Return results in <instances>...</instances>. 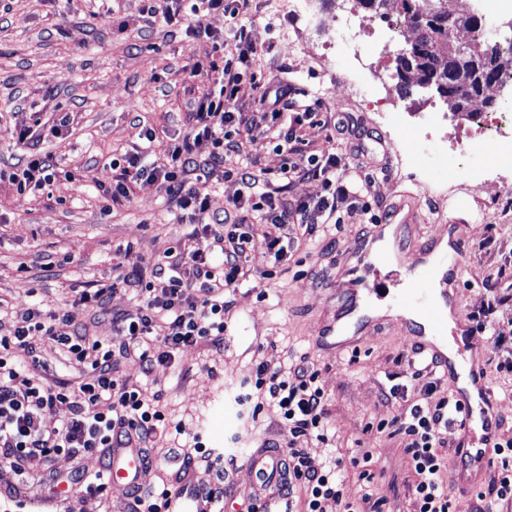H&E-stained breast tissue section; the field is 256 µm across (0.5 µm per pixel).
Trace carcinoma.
<instances>
[{"label": "carcinoma", "instance_id": "carcinoma-1", "mask_svg": "<svg viewBox=\"0 0 512 512\" xmlns=\"http://www.w3.org/2000/svg\"><path fill=\"white\" fill-rule=\"evenodd\" d=\"M407 23L416 29V51L409 64L423 82H431L435 93L448 101L455 112L469 111L480 100L488 108L493 100L483 96L490 85L504 86L501 80L502 56L477 38L460 44L451 33L459 28L471 31L482 28V16L464 11L448 14L445 0H400ZM405 60L396 58V74L402 81Z\"/></svg>", "mask_w": 512, "mask_h": 512}]
</instances>
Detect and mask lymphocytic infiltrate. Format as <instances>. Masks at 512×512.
<instances>
[{"instance_id": "lymphocytic-infiltrate-1", "label": "lymphocytic infiltrate", "mask_w": 512, "mask_h": 512, "mask_svg": "<svg viewBox=\"0 0 512 512\" xmlns=\"http://www.w3.org/2000/svg\"><path fill=\"white\" fill-rule=\"evenodd\" d=\"M250 2L144 0L142 15L162 17L166 25L183 29L187 37L210 44V52L195 61L192 71L210 77L212 85L190 112L184 135L167 143L162 164L147 161L156 142L151 128L145 131L142 148L123 155L118 179L102 191L101 212L111 215L114 204L129 200L130 182L146 178L161 184L178 211L179 222L192 225L193 230L187 240L153 261L150 274H143L140 263L134 262L114 282L82 289L69 306L48 314L35 306L13 312V335L0 336L1 472L23 480L26 462L37 456L75 458L103 454L111 448H140L170 426L177 434H185V425H170L160 394L129 386L119 376V359L137 358L148 372L155 365L172 363L182 347L203 339L223 340L224 316L232 307L224 294L250 277L248 259L256 241H263L271 258V269L262 273L270 279L275 268L285 265L301 248L342 224V206L360 210L369 223H378L369 182L353 180L337 154L304 155L300 131L305 122L315 119L317 103H301L291 85H263L253 111L236 110L239 82L252 71L257 53L252 28L243 21ZM212 13L228 17L224 31L204 24V17ZM69 124L65 115L43 133L29 125L10 128L11 137L24 146L25 153L20 165L9 171L0 169V181H8L22 196L43 191L57 169L41 144L63 138ZM260 135L270 137L284 156L276 186L256 192L258 175L240 167L236 176L243 190L232 200L230 216L210 215L207 198L187 182L186 173L196 170L207 180L220 176L225 157L242 154L246 141ZM305 178L321 180L323 195L285 201L283 185ZM250 216L255 219L251 225L246 222ZM292 224L297 227L293 233L288 230ZM122 283L138 286L140 311L119 320L118 341L91 337L80 320L81 312L92 304L106 305ZM34 336L55 342L68 359L88 371L89 381L75 385L47 381V365L30 342ZM253 387L244 402L257 412L267 404L276 406L288 429L287 512H325L330 500L342 512H382L373 490L371 453L334 457L316 469L308 451L297 445L309 433L327 442L330 432L319 372L307 358L285 368L259 363ZM385 398L398 403L400 409L390 419L379 421L377 430L403 440L414 476L413 512H457L456 499L441 480L439 453L445 445L443 430L459 419L457 402L439 394L434 384L413 401L404 384L391 386ZM55 406L67 408L69 416L50 427L44 413ZM494 454L488 489L476 494L472 512H495L500 504L512 506V439L499 443ZM181 456L183 461L202 462L213 469L215 481L208 496L213 503L223 502L224 478L230 472L223 454L197 438ZM350 466L358 468L361 482V493L354 499L345 498L343 492V474Z\"/></svg>"}]
</instances>
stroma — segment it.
I'll return each mask as SVG.
<instances>
[{
	"label": "stroma",
	"mask_w": 512,
	"mask_h": 512,
	"mask_svg": "<svg viewBox=\"0 0 512 512\" xmlns=\"http://www.w3.org/2000/svg\"><path fill=\"white\" fill-rule=\"evenodd\" d=\"M346 0H313L310 12L295 14L288 0H254L246 21L264 51L255 72L263 81L290 83L308 99L319 101L323 124L304 125L308 153L336 151L355 179L371 178L376 213L400 209L408 215L413 243L441 237L451 219H458L463 240L462 272L455 285L456 309L471 321L497 278V259L486 241L512 248V191L492 180L472 181V168L493 170L501 158L492 145L469 137L467 116L452 112L436 93L400 96L395 58L413 34L390 36L389 21L364 12V25L378 36L375 52L355 79L345 81V47L334 44V20ZM140 0H111L106 12L94 13L90 0H0V110L13 113L14 123L34 118L53 121L67 112L72 124L63 140L47 149L63 174L36 197L18 195L0 184V305L23 309L39 302L50 312L72 302L76 290L111 281L130 259L151 263L179 240L189 225L177 223L175 208L159 183L139 180L131 186L132 202L114 205L111 217L100 213V187L115 182L113 157L138 147L146 127L160 140L182 135L205 77L193 75V63L207 45L167 27L147 23ZM430 112L449 114L451 121L416 148ZM347 118L354 134H336L332 122ZM462 135V148H447L444 139ZM282 157L268 138L248 144L244 157L224 161L225 169L247 165L275 174ZM468 204L458 212L457 202ZM368 228L357 210L344 215L340 229L320 238L303 265L288 263L275 277L241 285L232 296L224 339L203 340L179 350L172 363L143 374L138 363L124 362L120 373L128 384L160 392L171 423L148 447L158 462L175 448L201 437L207 447L236 454L233 470L239 489H246V459L265 442L287 444L288 430L275 407H265L251 421L238 397L254 380L259 362L288 365L308 358L320 371L328 398L332 440L320 443L304 436L313 467L331 455L354 456L371 451L375 495L382 512H411L413 474L399 437L376 430L391 414L382 392L397 383L412 354L403 321L385 319L362 336L354 351L336 353L315 347L317 330L334 314L333 298L343 292V268L354 241ZM56 262L54 275L42 267ZM140 302L133 290L115 293L105 308H89L82 322L101 339L116 336L120 316L136 314ZM189 431L176 435L174 423ZM98 455L80 459L64 455L28 460L34 484L12 486L0 474V512H126L128 499L120 487L90 498L71 489L75 470L98 471ZM54 473L50 485L37 479Z\"/></svg>",
	"instance_id": "35a3bbf8"
}]
</instances>
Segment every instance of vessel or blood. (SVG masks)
<instances>
[{
  "mask_svg": "<svg viewBox=\"0 0 512 512\" xmlns=\"http://www.w3.org/2000/svg\"><path fill=\"white\" fill-rule=\"evenodd\" d=\"M401 224L385 222L371 225L353 246L356 262L346 269L347 287L339 296L334 320L319 329L316 344L323 349L344 351L354 339L377 325L378 319L370 307L375 293L366 278L368 269L383 268L393 262L391 253L383 249L385 234L400 235ZM463 257V241L450 238L447 243L431 240L420 246L406 262L415 271V286L398 294L394 305L400 310H412L416 319L408 321L412 347L426 353L455 383L456 400L461 411L459 429V466L457 485L473 489L474 479L491 464L489 450L498 438L495 401L488 388L484 372L469 357L470 349L479 346L481 339L472 327H465L458 350H445L441 341L448 335L447 316L443 303L452 296ZM286 452L281 448H260L246 462L251 485L259 502L270 505L277 500L278 490L285 482ZM146 472L144 451L140 448H116L106 469L109 484L122 490L144 489ZM166 512H213L206 492L193 468H186L177 489L168 501Z\"/></svg>",
  "mask_w": 512,
  "mask_h": 512,
  "instance_id": "obj_1",
  "label": "vessel or blood"
}]
</instances>
